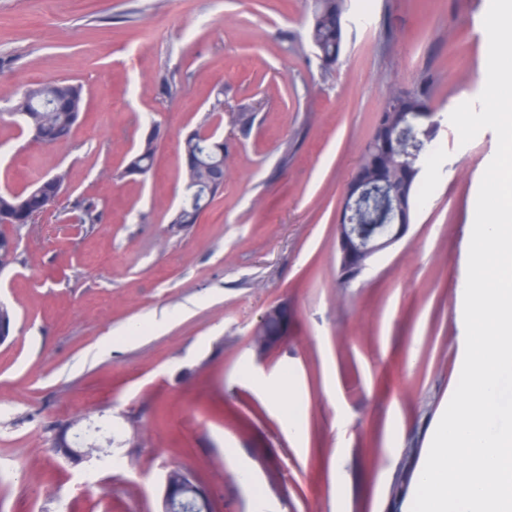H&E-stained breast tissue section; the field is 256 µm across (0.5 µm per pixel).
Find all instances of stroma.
I'll use <instances>...</instances> for the list:
<instances>
[{
    "label": "stroma",
    "mask_w": 512,
    "mask_h": 512,
    "mask_svg": "<svg viewBox=\"0 0 512 512\" xmlns=\"http://www.w3.org/2000/svg\"><path fill=\"white\" fill-rule=\"evenodd\" d=\"M488 6L347 0L327 73L313 0H0V189L62 168L59 210L92 196L101 211L91 227L17 229L19 262L0 273L17 312L0 343V512H158L173 466L216 512H411L416 483L398 500L393 483L424 465L459 381L476 198L497 149L492 130L464 145L449 121L485 85ZM425 77L442 121L409 229L342 284L346 184L386 96ZM63 79L84 89L82 121L67 143L32 142L14 95ZM218 99L256 118L222 125L223 193L197 224L172 223L180 143ZM153 130L151 172L117 177ZM130 414L143 435L111 460L49 450L70 417L123 430Z\"/></svg>",
    "instance_id": "stroma-1"
}]
</instances>
